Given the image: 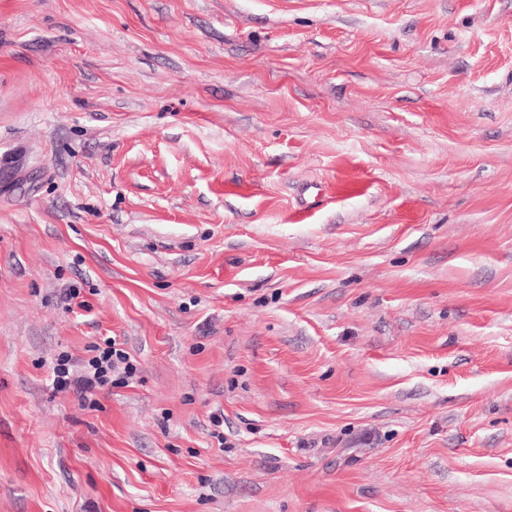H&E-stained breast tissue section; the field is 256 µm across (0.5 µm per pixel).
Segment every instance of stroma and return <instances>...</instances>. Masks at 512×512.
<instances>
[{
	"label": "stroma",
	"mask_w": 512,
	"mask_h": 512,
	"mask_svg": "<svg viewBox=\"0 0 512 512\" xmlns=\"http://www.w3.org/2000/svg\"><path fill=\"white\" fill-rule=\"evenodd\" d=\"M0 512H512V0H0ZM88 352H93L86 360H73L67 352L60 353L53 368L54 384L59 389H68L83 402L90 400L88 394H93L101 387L112 385V375L118 373L120 382L125 383L137 373V366L122 348L117 347L115 339H104L103 346H90ZM77 366L78 370L73 368Z\"/></svg>",
	"instance_id": "obj_1"
}]
</instances>
